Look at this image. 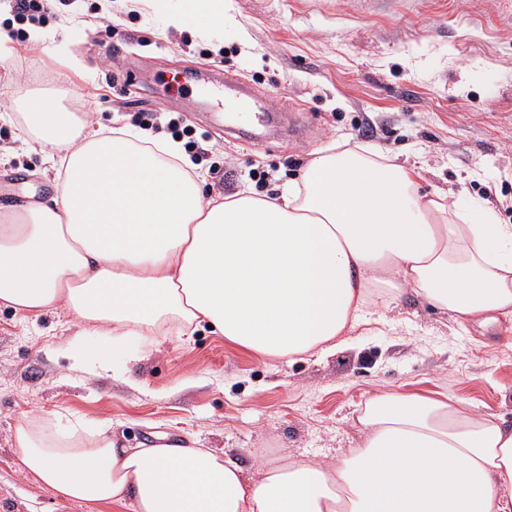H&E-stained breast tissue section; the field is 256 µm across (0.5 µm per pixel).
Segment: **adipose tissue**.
<instances>
[{"label":"adipose tissue","instance_id":"ef3b65f1","mask_svg":"<svg viewBox=\"0 0 512 512\" xmlns=\"http://www.w3.org/2000/svg\"><path fill=\"white\" fill-rule=\"evenodd\" d=\"M29 138L57 152L46 203H0V302L62 309L124 339L207 323L249 351L285 357L342 345L372 289L411 290L458 319L512 317V224L484 202L420 194L380 153L320 154L279 196L205 199L173 140L22 91ZM359 448L328 466L299 461L244 477L193 439L128 448L106 429L13 430L24 473L60 497L132 512H512V426L460 400L384 392L358 419Z\"/></svg>","mask_w":512,"mask_h":512}]
</instances>
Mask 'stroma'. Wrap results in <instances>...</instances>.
I'll return each mask as SVG.
<instances>
[{"mask_svg": "<svg viewBox=\"0 0 512 512\" xmlns=\"http://www.w3.org/2000/svg\"><path fill=\"white\" fill-rule=\"evenodd\" d=\"M102 2L53 0L44 42L10 43L0 60V202L42 200L40 184L59 182L3 105L23 87L56 90L108 129L153 114L158 137L172 120L188 128L212 199L277 196L337 145L383 153L415 168L423 191L489 201L512 224V0H221L220 39L166 28L153 0ZM228 75L266 109L293 111L295 130L228 132L195 92L199 77ZM79 329L60 310L0 304V512H131L88 510L23 474L12 432L26 415L108 424L128 448L191 437L254 480L270 464L348 455L366 400L386 391L442 393L512 425V332L412 292L367 307L333 352L269 359L204 324L167 326L131 339L118 377L73 365L64 348Z\"/></svg>", "mask_w": 512, "mask_h": 512, "instance_id": "obj_1", "label": "stroma"}]
</instances>
